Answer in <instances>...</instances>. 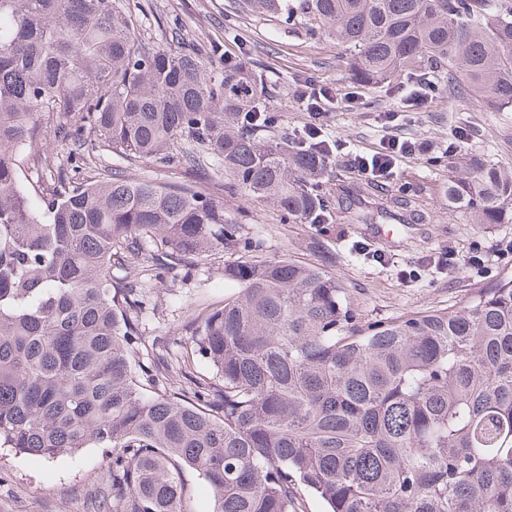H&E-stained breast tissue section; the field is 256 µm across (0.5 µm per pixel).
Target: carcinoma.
I'll use <instances>...</instances> for the list:
<instances>
[{
	"label": "carcinoma",
	"instance_id": "carcinoma-1",
	"mask_svg": "<svg viewBox=\"0 0 512 512\" xmlns=\"http://www.w3.org/2000/svg\"><path fill=\"white\" fill-rule=\"evenodd\" d=\"M270 17L284 0H239ZM302 35L344 48L354 84L407 77L512 110V0H300ZM263 74L217 48H147L126 0H0V448L56 459L108 450L92 512H187L181 471L213 512H512V276L455 311L356 319L323 268L269 261L224 205L192 183L94 168L42 190L21 178L43 130L190 171L216 161L230 194L321 224L356 191L321 190L318 147L259 135L279 121ZM448 205L512 222V170L448 162ZM414 224L408 191L386 200ZM161 278L216 249L233 291L191 322L183 363L211 376L166 382L169 340L140 359V288L117 277L143 244ZM182 481L188 490L187 510L189 512H211L213 503L207 483L192 469L182 472Z\"/></svg>",
	"mask_w": 512,
	"mask_h": 512
}]
</instances>
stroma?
<instances>
[{"label": "stroma", "mask_w": 512, "mask_h": 512, "mask_svg": "<svg viewBox=\"0 0 512 512\" xmlns=\"http://www.w3.org/2000/svg\"><path fill=\"white\" fill-rule=\"evenodd\" d=\"M229 4L230 0H129L135 34L143 43L203 40L261 68L275 90L269 106L279 116L268 135L290 137L311 121L295 100L299 80L348 89L338 61L342 49L326 37L306 41L299 26L288 21L247 12L237 15L233 27H226ZM360 95L356 108L333 107L321 118L325 139L344 144L347 153L375 150L390 135L426 144L427 149L404 158L393 180L379 183L353 217L323 224L289 222L268 202L221 192L224 176L200 174L197 186L223 203L228 220L242 224L250 237L262 242L267 259L291 257L339 278L363 320L455 310L479 289L512 274V223L477 224L466 210L450 207L443 194L448 161L477 155L512 167V112H488L471 95L451 99L441 93L386 125L382 113L398 106L393 87H368ZM460 127L469 139L457 152H449ZM35 152L37 168L29 172L30 180L50 183L61 165L71 181L86 179L87 166L68 163L69 144L53 134H45ZM406 189L414 192L416 209L433 215L432 223L405 226L381 215V197ZM448 252L454 254L455 264H439L440 254ZM476 255L481 258L477 264L472 261ZM226 260L220 251L195 257L188 274L160 281L147 274L152 247L144 245L128 268L142 277L139 319L144 341L186 338L192 316L221 305ZM107 461L105 451L95 447L49 461L0 448V512H88L86 499L101 486Z\"/></svg>", "instance_id": "obj_1"}]
</instances>
